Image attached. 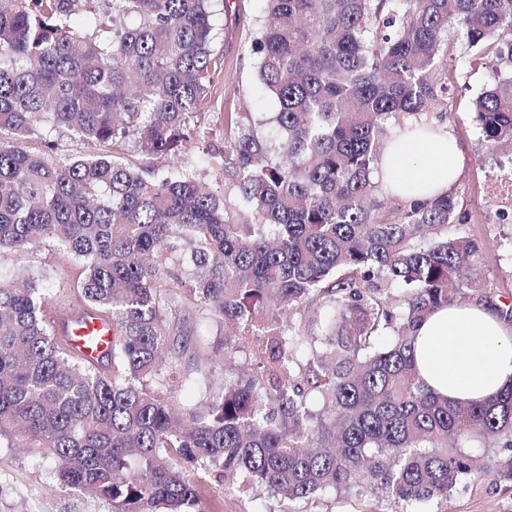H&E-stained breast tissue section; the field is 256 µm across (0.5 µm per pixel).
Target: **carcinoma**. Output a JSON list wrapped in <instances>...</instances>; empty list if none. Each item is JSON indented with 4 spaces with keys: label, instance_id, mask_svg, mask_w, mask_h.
Here are the masks:
<instances>
[{
    "label": "carcinoma",
    "instance_id": "carcinoma-1",
    "mask_svg": "<svg viewBox=\"0 0 512 512\" xmlns=\"http://www.w3.org/2000/svg\"><path fill=\"white\" fill-rule=\"evenodd\" d=\"M15 2L0 8V254L56 242L81 266V312L118 336L95 363L74 354L45 317L50 271L22 262L0 283V441L110 512H205L214 472L284 512L366 487L397 512H448L512 480V385L452 401L413 359L431 311L489 298L479 243L441 235L468 219L457 189L389 219L373 179L395 134L446 119L459 52L494 72L472 99L479 140L512 144V0H265L250 49L279 149L231 112L202 160L236 203L184 159L213 83L215 0H111L84 18L81 0ZM61 131L99 152L58 156ZM131 139L167 169L130 164ZM314 304L323 317L305 316ZM205 315L234 334L187 360ZM217 370L200 405L181 398Z\"/></svg>",
    "mask_w": 512,
    "mask_h": 512
}]
</instances>
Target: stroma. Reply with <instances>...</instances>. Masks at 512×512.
Returning <instances> with one entry per match:
<instances>
[{
	"label": "stroma",
	"instance_id": "obj_1",
	"mask_svg": "<svg viewBox=\"0 0 512 512\" xmlns=\"http://www.w3.org/2000/svg\"><path fill=\"white\" fill-rule=\"evenodd\" d=\"M263 10L261 0H217L215 62L211 102L201 115V132L191 147L190 160L224 147V115L228 112H274L271 96L258 81L248 54L249 35ZM469 95L455 96L448 124L457 148L458 192L464 224H452L449 234L471 236L483 245L480 285L493 302L512 303V224L500 219L505 204L493 199L488 186L493 174L512 176V148L491 151L478 139ZM30 264L51 270L53 281L45 315L53 327L80 307L78 262L52 241L28 256ZM206 512H280L281 502L225 490L224 479L210 474L201 487ZM0 512H109L107 503L79 491L58 486L49 462L23 448L0 447ZM448 512H512V483L500 481L455 496Z\"/></svg>",
	"mask_w": 512,
	"mask_h": 512
}]
</instances>
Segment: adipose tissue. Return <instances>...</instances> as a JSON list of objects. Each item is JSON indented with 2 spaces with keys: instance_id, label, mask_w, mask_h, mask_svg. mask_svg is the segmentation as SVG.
I'll list each match as a JSON object with an SVG mask.
<instances>
[{
  "instance_id": "1",
  "label": "adipose tissue",
  "mask_w": 512,
  "mask_h": 512,
  "mask_svg": "<svg viewBox=\"0 0 512 512\" xmlns=\"http://www.w3.org/2000/svg\"><path fill=\"white\" fill-rule=\"evenodd\" d=\"M454 140L447 127L397 135L376 173L385 193L405 200L444 194L458 177ZM415 363L425 383L460 400L492 397L512 384V327L491 309L451 305L421 325Z\"/></svg>"
}]
</instances>
